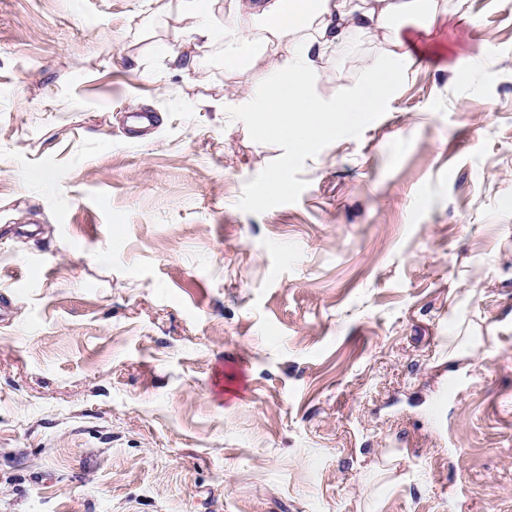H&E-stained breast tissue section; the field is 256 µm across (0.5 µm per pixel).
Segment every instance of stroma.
<instances>
[{
  "label": "stroma",
  "mask_w": 512,
  "mask_h": 512,
  "mask_svg": "<svg viewBox=\"0 0 512 512\" xmlns=\"http://www.w3.org/2000/svg\"><path fill=\"white\" fill-rule=\"evenodd\" d=\"M443 7L293 157L238 109L231 31L0 0V512H512V0Z\"/></svg>",
  "instance_id": "1"
}]
</instances>
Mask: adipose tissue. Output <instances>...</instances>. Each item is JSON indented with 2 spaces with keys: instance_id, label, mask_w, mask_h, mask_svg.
<instances>
[{
  "instance_id": "ef3b65f1",
  "label": "adipose tissue",
  "mask_w": 512,
  "mask_h": 512,
  "mask_svg": "<svg viewBox=\"0 0 512 512\" xmlns=\"http://www.w3.org/2000/svg\"><path fill=\"white\" fill-rule=\"evenodd\" d=\"M186 33L206 47L216 29L199 0H177ZM440 0H235L228 25L235 39L225 52L228 67L263 64L257 92L246 110L256 132L288 142L302 154L324 140L354 132L390 96L402 72L416 60L415 28H429ZM379 39L382 61L370 62L358 89L327 104L315 94L331 54L357 36Z\"/></svg>"
}]
</instances>
